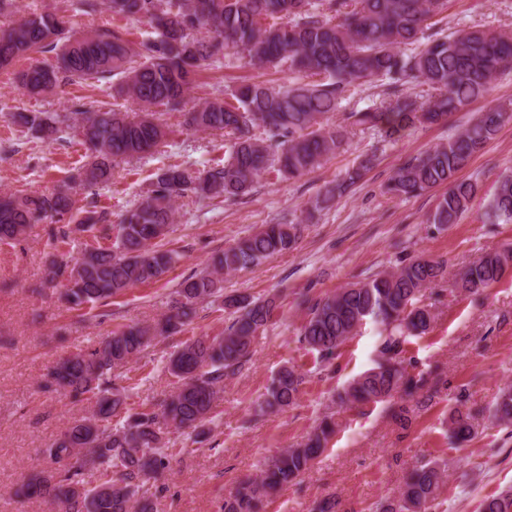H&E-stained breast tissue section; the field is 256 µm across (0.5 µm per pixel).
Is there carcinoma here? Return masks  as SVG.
Here are the masks:
<instances>
[{"instance_id":"carcinoma-1","label":"carcinoma","mask_w":512,"mask_h":512,"mask_svg":"<svg viewBox=\"0 0 512 512\" xmlns=\"http://www.w3.org/2000/svg\"><path fill=\"white\" fill-rule=\"evenodd\" d=\"M449 0H68L67 10L83 15L100 5L116 18L140 16L150 32L139 42L118 27L70 33L69 16L32 11L0 27V68L20 58L52 52L54 62H35L18 72L20 87L30 96L52 94L63 84L93 80L115 82L118 96L137 104L135 115L119 107L94 110L83 104L64 114L31 112L20 116L35 138L55 141L70 130L84 138L91 161L78 175L89 191L108 181L112 164L156 148L167 136L160 110L181 112L185 94L205 65L222 67L239 56L262 70L286 71L298 78L287 85L242 82L213 97L202 98L187 111V123L200 131L228 138L224 161L193 171L180 165L162 168L146 198L112 228L107 209L93 200L84 204L74 187L64 183L49 194L0 195V242L19 239L28 225L45 218L54 245L70 242L76 232L95 231L108 246L89 245L76 260L66 252L50 256V281L64 280L65 301L74 309L106 307L128 288L160 279L175 256L161 248L174 227V201L189 194L236 201L247 196L257 178L274 172L291 180L303 176L336 153L354 132L374 129L386 138L408 127L437 123L484 95L512 70V36L480 27L456 29L440 38L426 31ZM372 79L388 81L387 99L379 106L343 113L330 122L352 88ZM409 80L432 94L419 103L400 91ZM512 118L504 108H490L439 145L402 165L385 192L412 197L446 184L429 218L438 228L458 222L477 196L478 184L458 174L470 158L492 141ZM373 163L366 156L327 188L316 202L324 208L346 194ZM486 215L512 223V174L499 180L488 199ZM301 224H264L248 238L212 258L209 268L179 284L168 311L152 327L128 326L112 333L96 348L61 359L48 386L77 401L89 399L92 410L74 420L49 449V472L22 478L17 498L47 500L67 512H151V489L169 464L168 429L205 432L224 378L239 372L252 357V345L271 318L276 299L253 300L224 294L223 275L260 263L292 249ZM512 264V247L487 251L469 263L452 286L477 294L502 280ZM445 277L444 265L422 257L405 258L394 271L316 299L308 306L299 342L333 364L358 328L372 321L389 330L378 350L376 366L353 378L338 394L343 405L388 403L393 416L406 407L398 401L429 397L440 381L416 371L405 357L409 336L426 333L435 315L423 303L424 293ZM222 300L235 318L221 336L183 342L169 359L176 390L161 410H126L125 388L112 383V371L137 361L158 337H172L196 314L197 306ZM305 375L285 364L266 387L260 410L276 412L295 403ZM123 417L118 427L112 419ZM491 417L512 424V385L503 387ZM483 411L468 406L460 390L448 412V433L458 444L472 439ZM336 431L326 415L296 448H286L256 477L239 481L224 500V512H262L266 498L305 473ZM99 474L86 487L85 475ZM446 469L437 460L414 466L399 497L385 500L377 512H436ZM481 512H512V489L485 498Z\"/></svg>"}]
</instances>
